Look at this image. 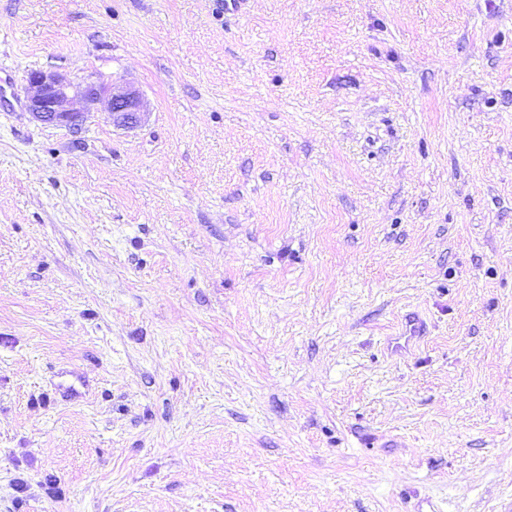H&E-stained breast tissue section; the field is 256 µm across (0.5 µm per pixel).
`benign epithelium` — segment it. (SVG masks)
<instances>
[{
  "instance_id": "obj_1",
  "label": "benign epithelium",
  "mask_w": 512,
  "mask_h": 512,
  "mask_svg": "<svg viewBox=\"0 0 512 512\" xmlns=\"http://www.w3.org/2000/svg\"><path fill=\"white\" fill-rule=\"evenodd\" d=\"M26 82L27 109L32 118L75 134L103 99L107 100V112L116 127L134 129L146 115L137 88L129 84L117 86L102 74L75 84L58 72L33 70L27 74Z\"/></svg>"
}]
</instances>
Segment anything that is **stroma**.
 I'll return each mask as SVG.
<instances>
[{
    "mask_svg": "<svg viewBox=\"0 0 512 512\" xmlns=\"http://www.w3.org/2000/svg\"><path fill=\"white\" fill-rule=\"evenodd\" d=\"M427 497L512 504V0H0V512ZM27 109L32 118L42 124L64 127L79 133L96 105L107 100V110L113 126L134 129L144 120V100L132 85L116 86L103 74L87 81L73 83L58 72L30 71ZM426 331L425 322L417 312L403 315L396 336L386 341V350L390 354H401L415 348Z\"/></svg>",
    "mask_w": 512,
    "mask_h": 512,
    "instance_id": "1",
    "label": "stroma"
}]
</instances>
